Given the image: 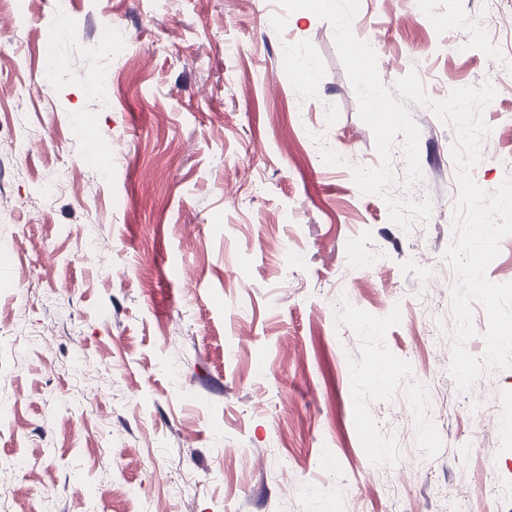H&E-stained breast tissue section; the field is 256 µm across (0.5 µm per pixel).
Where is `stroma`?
Listing matches in <instances>:
<instances>
[{"instance_id":"stroma-1","label":"stroma","mask_w":512,"mask_h":512,"mask_svg":"<svg viewBox=\"0 0 512 512\" xmlns=\"http://www.w3.org/2000/svg\"><path fill=\"white\" fill-rule=\"evenodd\" d=\"M338 5L74 0L60 31L52 0L19 19L0 2V128L21 112L33 137L0 152V512H512L488 493L512 487V367L466 393L450 373L456 131L431 108L498 82L472 174L512 176V0ZM412 71L428 104L396 90Z\"/></svg>"}]
</instances>
